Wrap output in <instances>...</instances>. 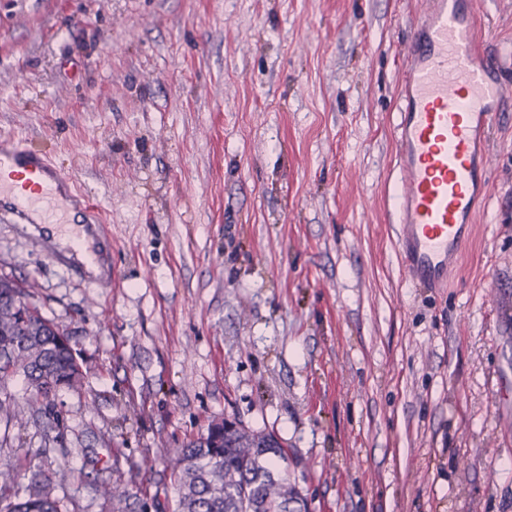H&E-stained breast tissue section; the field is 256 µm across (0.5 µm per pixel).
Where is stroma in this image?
<instances>
[{
  "mask_svg": "<svg viewBox=\"0 0 512 512\" xmlns=\"http://www.w3.org/2000/svg\"><path fill=\"white\" fill-rule=\"evenodd\" d=\"M426 0H0V139L77 174L110 223L111 287L45 224L0 219V275L35 283L86 373L60 437L0 463L100 512H172L167 450L272 430L308 512H512V82L459 271L397 252L403 49ZM512 70V0H480ZM103 499L102 512H126L130 504H127L129 497L128 490L122 483H116L112 488L101 492Z\"/></svg>",
  "mask_w": 512,
  "mask_h": 512,
  "instance_id": "35a3bbf8",
  "label": "stroma"
}]
</instances>
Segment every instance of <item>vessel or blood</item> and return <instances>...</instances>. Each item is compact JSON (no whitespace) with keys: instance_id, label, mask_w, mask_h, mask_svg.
I'll list each match as a JSON object with an SVG mask.
<instances>
[{"instance_id":"1","label":"vessel or blood","mask_w":512,"mask_h":512,"mask_svg":"<svg viewBox=\"0 0 512 512\" xmlns=\"http://www.w3.org/2000/svg\"><path fill=\"white\" fill-rule=\"evenodd\" d=\"M477 0H429L408 37L395 153L397 222L402 264L409 279L425 288L448 282L489 194L488 133L503 98V75L494 59L475 47ZM36 186V196L19 198L0 177V212L25 224L37 207L55 216L60 198L87 212L103 233L90 194L51 158L19 143L0 144V174Z\"/></svg>"}]
</instances>
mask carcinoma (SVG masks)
<instances>
[{
	"label": "carcinoma",
	"instance_id": "carcinoma-1",
	"mask_svg": "<svg viewBox=\"0 0 512 512\" xmlns=\"http://www.w3.org/2000/svg\"><path fill=\"white\" fill-rule=\"evenodd\" d=\"M66 332L43 317L23 284L0 277V423L20 425L26 416L42 420L44 436L58 429L53 400L60 388L76 390L83 374ZM29 389L24 401L8 391L17 377ZM214 422L207 435L176 449L171 469L177 491L174 512H307L296 486L278 469L285 451L277 435L233 420ZM65 473L40 472L18 487L13 469L0 472V512H62L57 488ZM102 512H128L121 483L101 492Z\"/></svg>",
	"mask_w": 512,
	"mask_h": 512
}]
</instances>
